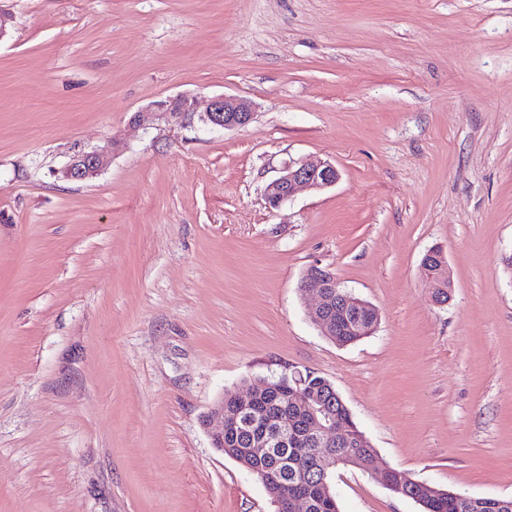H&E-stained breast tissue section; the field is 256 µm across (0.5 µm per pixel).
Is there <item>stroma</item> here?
Segmentation results:
<instances>
[{
  "label": "stroma",
  "mask_w": 512,
  "mask_h": 512,
  "mask_svg": "<svg viewBox=\"0 0 512 512\" xmlns=\"http://www.w3.org/2000/svg\"><path fill=\"white\" fill-rule=\"evenodd\" d=\"M0 512H275L202 424L330 381L376 451L341 512H422L382 470L512 497V0H0ZM223 94L253 121L171 126ZM119 145L84 182L74 152ZM308 158L329 189L269 208ZM442 247L454 288L421 276ZM375 305L322 336L311 265ZM153 106L159 116L172 125H182L189 114L196 112L194 99L184 95L156 102ZM282 173L265 188V197L270 208H279L299 188L321 191L334 186L339 179L336 167L322 160L289 164ZM351 298L354 300L349 302L354 305L339 304L336 308V315H334L335 322L331 339L340 346L351 345L368 337L366 335L369 334V330L373 326V318L364 309L359 307L372 310L376 315V319L380 321V312L376 306L355 296Z\"/></svg>",
  "instance_id": "35a3bbf8"
}]
</instances>
